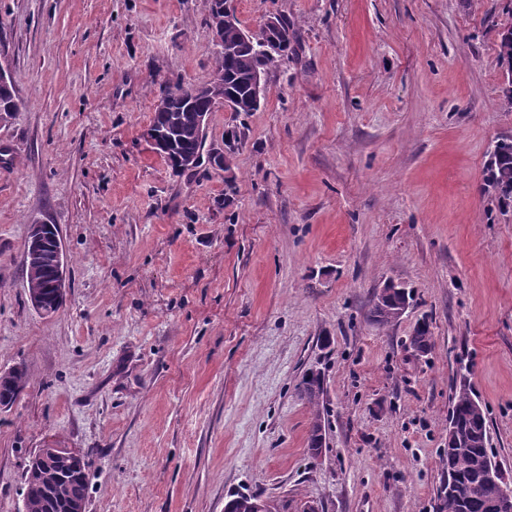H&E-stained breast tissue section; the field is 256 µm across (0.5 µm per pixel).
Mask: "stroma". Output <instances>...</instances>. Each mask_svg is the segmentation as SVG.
I'll list each match as a JSON object with an SVG mask.
<instances>
[{"label":"stroma","mask_w":512,"mask_h":512,"mask_svg":"<svg viewBox=\"0 0 512 512\" xmlns=\"http://www.w3.org/2000/svg\"><path fill=\"white\" fill-rule=\"evenodd\" d=\"M297 41L234 128L224 172L175 174L145 132L162 83L202 84V0H0V512L39 448L89 462L87 512H224L247 488L288 512H434L448 410L467 381L512 476V211L484 186L512 136L498 32L512 0H237ZM56 225L65 306L23 277L30 225ZM403 316L371 319L387 283ZM427 321L432 348L410 347ZM325 375L321 456L297 386ZM11 73L7 67L0 64V116H8L11 112H18L21 107V102L14 94L13 85H10ZM10 85V86H9ZM9 86V87H8ZM391 283L384 286V288H390ZM382 289L381 295L386 296L389 290ZM391 293L385 299H379L374 301L371 316L373 321L379 325L385 326L396 321L397 315L392 311L397 306L408 307L412 300V294L405 288L396 286V288H390ZM26 384V373L21 368L11 370V373L1 378L0 376V406L6 407L13 404Z\"/></svg>","instance_id":"1"}]
</instances>
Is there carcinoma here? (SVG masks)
Returning <instances> with one entry per match:
<instances>
[{"instance_id":"cac0c4a2","label":"carcinoma","mask_w":512,"mask_h":512,"mask_svg":"<svg viewBox=\"0 0 512 512\" xmlns=\"http://www.w3.org/2000/svg\"><path fill=\"white\" fill-rule=\"evenodd\" d=\"M258 40L250 49L238 47V29L224 28V50L217 52L209 80L205 83L208 91H202L194 84L175 87L182 89L180 97L164 107H155L151 125L162 131L169 143L167 154L182 160L178 172H195L202 166L206 133L199 129L192 116L196 112H213L217 98L222 97L236 106L238 112H254L260 104L250 98L249 80L253 72L267 73L278 66L288 55L295 41L296 32L288 16L281 15V28L275 34L277 45L269 47L262 42L263 32L257 33ZM498 57L503 68L504 81L512 78V24L501 27L499 32ZM162 85L161 93L173 87ZM21 102L16 98L13 87L0 88V116L19 111ZM484 182L487 189L495 194L501 206H512V147L499 154L492 166L484 167ZM27 290L41 296L44 308L54 313L62 307L60 299L51 287L52 272L43 259L26 258L23 264ZM412 294L403 287L391 289L385 299L373 303V321L385 326L396 321L393 309L407 307ZM411 346L420 352L430 347L429 328L421 324L411 337ZM26 384V373L21 368L0 377V406L13 404ZM324 390V378L319 373L306 375L300 384V392L313 408H318ZM476 402L469 385L460 382L451 401L449 416L457 420L462 437L455 447L448 448L447 470L452 476L465 480L461 495L438 494L436 512H492L486 491L487 470L484 466V440L488 438L487 417L484 411L474 409ZM325 426L320 414H315L307 445L310 454H318L325 443ZM52 467L58 472L57 479L46 484L40 480V473L47 464L32 458L26 467L24 485L29 489L27 508L29 512H67V505L73 500L86 499L87 467L86 457L56 459ZM259 501L257 493L236 492L229 496L224 505L226 512H254Z\"/></svg>"}]
</instances>
